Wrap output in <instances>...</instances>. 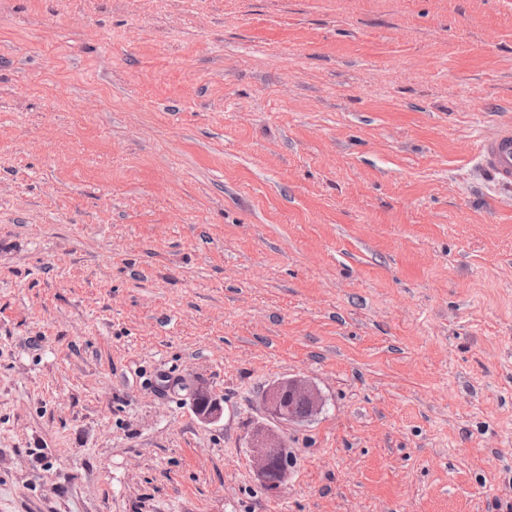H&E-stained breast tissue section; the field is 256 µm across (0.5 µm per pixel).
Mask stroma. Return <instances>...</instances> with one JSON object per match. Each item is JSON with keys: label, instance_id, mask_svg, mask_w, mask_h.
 Here are the masks:
<instances>
[{"label": "stroma", "instance_id": "obj_1", "mask_svg": "<svg viewBox=\"0 0 512 512\" xmlns=\"http://www.w3.org/2000/svg\"><path fill=\"white\" fill-rule=\"evenodd\" d=\"M504 124L512 0H0V512H512ZM479 165L499 186H512V125L501 127L481 142ZM295 402H302L306 409L297 405L295 412L298 415H312L321 407V399L318 394L312 390L306 383L298 379H291L282 382L269 391L266 399V408L269 415L283 420L284 418H297L292 413ZM288 405V409H287ZM251 466L270 491L281 489L287 472L291 451L281 438L272 432L255 435L250 441Z\"/></svg>", "mask_w": 512, "mask_h": 512}]
</instances>
